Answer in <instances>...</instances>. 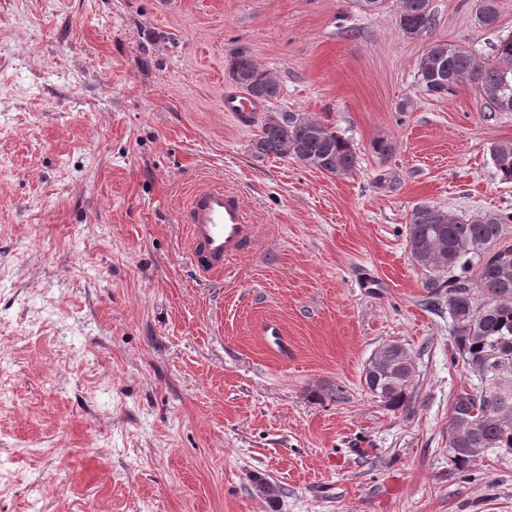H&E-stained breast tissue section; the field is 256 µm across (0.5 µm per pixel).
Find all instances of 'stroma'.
Masks as SVG:
<instances>
[{"mask_svg":"<svg viewBox=\"0 0 512 512\" xmlns=\"http://www.w3.org/2000/svg\"><path fill=\"white\" fill-rule=\"evenodd\" d=\"M478 6L431 0L411 39L396 0H0V512H512V455L448 477L472 378L405 241L422 203L512 213L490 156L512 112L418 76L435 42L494 62L512 0L491 27ZM241 45L281 84L267 111L342 134L352 173L252 154L261 118L224 110ZM202 185L262 243L217 281L181 222ZM394 342L398 410L362 381ZM390 347L391 346L380 347L374 352L364 367V375L374 374L378 369H380V367H382L386 374H394L393 376H395L396 381L398 383H403L407 380L408 372L412 370V368H406L402 372H395V364L391 356Z\"/></svg>","mask_w":512,"mask_h":512,"instance_id":"obj_1","label":"stroma"}]
</instances>
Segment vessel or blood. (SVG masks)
<instances>
[{
	"instance_id": "obj_1",
	"label": "vessel or blood",
	"mask_w": 512,
	"mask_h": 512,
	"mask_svg": "<svg viewBox=\"0 0 512 512\" xmlns=\"http://www.w3.org/2000/svg\"><path fill=\"white\" fill-rule=\"evenodd\" d=\"M224 109L248 122L262 107L243 93L229 92L224 96ZM182 220L198 265L208 273L223 274L225 262L246 255L255 242V227L240 196L231 191H195Z\"/></svg>"
}]
</instances>
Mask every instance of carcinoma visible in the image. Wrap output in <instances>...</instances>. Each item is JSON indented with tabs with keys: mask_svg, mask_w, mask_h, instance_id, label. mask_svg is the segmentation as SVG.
Instances as JSON below:
<instances>
[{
	"mask_svg": "<svg viewBox=\"0 0 512 512\" xmlns=\"http://www.w3.org/2000/svg\"><path fill=\"white\" fill-rule=\"evenodd\" d=\"M434 15L430 0H399L396 25L399 32L410 29L421 35L431 28ZM444 58H425L419 64L420 83L437 96L453 94L464 79L496 104L494 94L512 95V35L499 39L495 46V64L477 66L474 56L463 46L433 44V53ZM228 76L251 98L270 101L280 95L278 80L260 67L246 46L229 55ZM499 155L492 158L501 181L512 183V142L497 144ZM253 154L292 159L330 175L354 171L357 155L351 143L318 120L292 112L265 115L260 134L252 141ZM512 214H488L471 223L450 217L429 204L413 208L406 226V243L422 246V254L412 255L414 262L431 272L426 287L438 296L445 292L454 318L455 345L459 360L477 383L459 393L452 402L451 427H460L449 444L458 449L451 460V473L469 476L478 458L469 448H485L512 454V277L503 278L495 269L512 265V241L505 236V225ZM460 273L452 274L454 269ZM482 297L475 304L472 290ZM367 389L396 410L413 399L411 387L391 384L384 376L366 378Z\"/></svg>",
	"mask_w": 512,
	"mask_h": 512,
	"instance_id": "cac0c4a2",
	"label": "carcinoma"
}]
</instances>
